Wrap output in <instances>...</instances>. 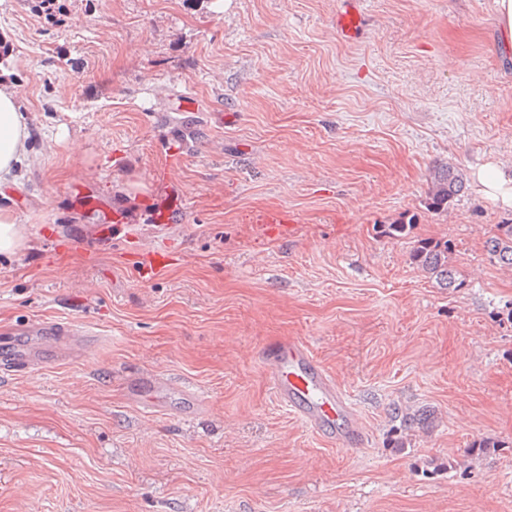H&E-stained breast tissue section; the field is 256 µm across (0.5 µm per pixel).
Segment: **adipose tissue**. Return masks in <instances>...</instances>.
Returning a JSON list of instances; mask_svg holds the SVG:
<instances>
[{
	"label": "adipose tissue",
	"instance_id": "ef3b65f1",
	"mask_svg": "<svg viewBox=\"0 0 512 512\" xmlns=\"http://www.w3.org/2000/svg\"><path fill=\"white\" fill-rule=\"evenodd\" d=\"M36 160L18 92L13 85L0 81V196L17 185L23 166Z\"/></svg>",
	"mask_w": 512,
	"mask_h": 512
}]
</instances>
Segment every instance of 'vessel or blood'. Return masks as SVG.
Listing matches in <instances>:
<instances>
[{
	"instance_id": "b4317fda",
	"label": "vessel or blood",
	"mask_w": 512,
	"mask_h": 512,
	"mask_svg": "<svg viewBox=\"0 0 512 512\" xmlns=\"http://www.w3.org/2000/svg\"><path fill=\"white\" fill-rule=\"evenodd\" d=\"M361 5V0H343L336 15V28L343 36L357 32ZM138 259L140 269L153 277L167 267L171 253L143 246ZM90 346L87 331L80 327L32 320L17 329L15 339L0 352V362L27 369L42 365L51 357L81 355ZM261 365L277 398L290 406L309 428L336 431V441L343 446L357 443L359 429L346 397L303 343L288 336L271 342L261 355ZM175 395L181 396L187 405L195 403L189 392L160 375L132 379L128 389L134 406L154 410Z\"/></svg>"
}]
</instances>
